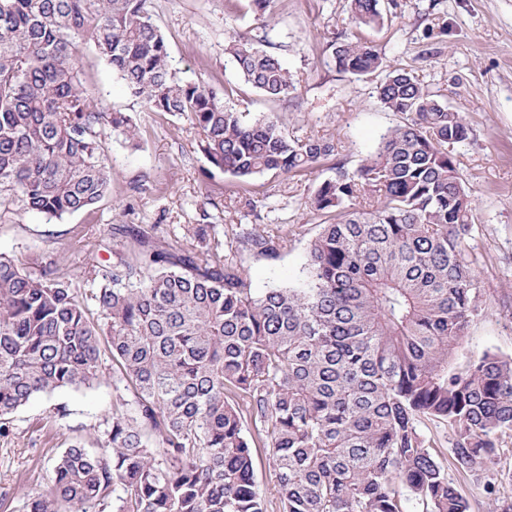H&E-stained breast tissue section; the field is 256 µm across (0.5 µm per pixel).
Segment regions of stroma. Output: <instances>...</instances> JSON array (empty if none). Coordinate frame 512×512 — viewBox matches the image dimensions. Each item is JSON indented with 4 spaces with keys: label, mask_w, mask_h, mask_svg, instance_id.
<instances>
[{
    "label": "stroma",
    "mask_w": 512,
    "mask_h": 512,
    "mask_svg": "<svg viewBox=\"0 0 512 512\" xmlns=\"http://www.w3.org/2000/svg\"><path fill=\"white\" fill-rule=\"evenodd\" d=\"M387 20L365 29L386 62L414 70L443 90L462 113L468 141L456 149L462 185L470 191L475 224L466 252L477 260L485 315L476 319L453 364L490 351L512 357V0H381ZM153 18L169 44L178 76L209 84L219 98L250 119L279 114L290 134L332 142L335 153L298 174L267 173L248 180L210 168L200 137L185 120L148 111L94 48L81 46V78L97 111L122 112L139 126V146L108 136L112 193L94 210L57 219L44 214L0 215V255L66 263L73 284L86 288L84 270L106 259L98 240L121 224L146 235L182 237L185 225L204 222L224 230L278 224L288 246L277 257L242 253L257 292L295 284L322 219L311 209L317 186L337 166L355 171L397 123L378 100L379 75L337 69L327 45L351 28L347 0H271L270 27L249 5L231 13L225 0H150ZM433 35H426V26ZM266 36L295 82V91L271 101L247 85L224 54L232 36ZM124 385L103 363L90 389H63L33 397L0 435V512H23L27 490L49 488L59 453L71 442L96 448L105 439L112 408Z\"/></svg>",
    "instance_id": "stroma-1"
}]
</instances>
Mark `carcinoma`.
<instances>
[{"mask_svg": "<svg viewBox=\"0 0 512 512\" xmlns=\"http://www.w3.org/2000/svg\"><path fill=\"white\" fill-rule=\"evenodd\" d=\"M349 10L358 28L384 23L380 0ZM86 42L149 111L186 118L214 169L299 173L335 152L278 115L247 122L206 83L178 77L148 0H0V211L91 210L112 194L108 133L138 145L129 116L96 111L77 65ZM329 49L341 72H384L379 101L402 121L355 172L317 187L310 206L324 224L304 285L257 294L237 259L286 248L277 226L238 231L223 253L215 224L173 241L123 228L84 271L94 321L59 264L0 255V434L34 396L100 382L106 351L135 404L113 408L100 447L71 443L26 512H267L256 448L273 459L279 512H471L423 418L448 426L457 472L491 474L487 498L512 485L501 465L512 359L449 365L484 313L455 154L469 129L359 33ZM225 53L268 99L295 89L264 39L233 38Z\"/></svg>", "mask_w": 512, "mask_h": 512, "instance_id": "cac0c4a2", "label": "carcinoma"}]
</instances>
